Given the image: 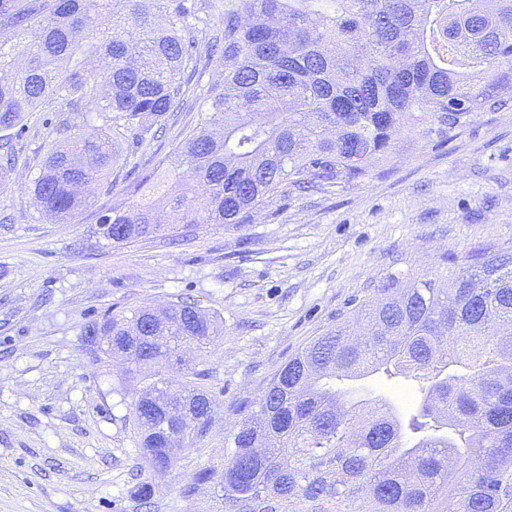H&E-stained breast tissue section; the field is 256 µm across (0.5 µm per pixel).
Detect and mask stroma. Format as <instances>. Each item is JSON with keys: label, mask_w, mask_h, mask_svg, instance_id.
I'll return each instance as SVG.
<instances>
[{"label": "stroma", "mask_w": 512, "mask_h": 512, "mask_svg": "<svg viewBox=\"0 0 512 512\" xmlns=\"http://www.w3.org/2000/svg\"><path fill=\"white\" fill-rule=\"evenodd\" d=\"M221 71L200 56L183 75L189 108L137 153L119 140L120 154H132L140 172L169 173ZM63 107L56 100L27 114L0 191V512H200L212 490L196 485L197 471L223 460L244 407L301 347L375 302L390 278L436 273L482 247L512 248V109L470 113L443 133L417 121L360 179L308 193L284 188L244 223L113 247L94 231L102 212L128 206L125 180L94 190L68 224L46 220L30 191ZM181 300L224 322L201 365L212 426L155 477L146 511L134 493L135 393L119 388L126 366L98 361L81 333L108 309ZM354 386L364 398L390 397L403 415L418 400L416 383L400 376L377 373Z\"/></svg>", "instance_id": "1"}]
</instances>
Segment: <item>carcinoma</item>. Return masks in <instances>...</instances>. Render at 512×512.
Instances as JSON below:
<instances>
[{
    "mask_svg": "<svg viewBox=\"0 0 512 512\" xmlns=\"http://www.w3.org/2000/svg\"><path fill=\"white\" fill-rule=\"evenodd\" d=\"M224 81L206 123L172 167L190 181L133 178L130 209L99 218L104 245L168 233L177 224H241L283 186L365 175L421 113L451 128L470 112L512 107V0H235L221 13ZM211 16L190 0H0V128H17L50 98L68 102L64 134L96 112L104 132L51 147L32 181L37 208L65 224L120 158L110 137L138 149L187 103L181 75ZM0 189L9 142H1ZM484 285L477 292L472 283ZM357 331L348 320L276 371L224 438V462L196 481L224 512H512V250L482 248L465 267L381 288ZM218 317L180 301L84 325L90 350L121 353L140 385L132 404L136 487L209 430L212 395L178 387L153 365L208 355ZM422 379L409 422L382 397L337 383L374 374Z\"/></svg>",
    "mask_w": 512,
    "mask_h": 512,
    "instance_id": "1",
    "label": "carcinoma"
}]
</instances>
